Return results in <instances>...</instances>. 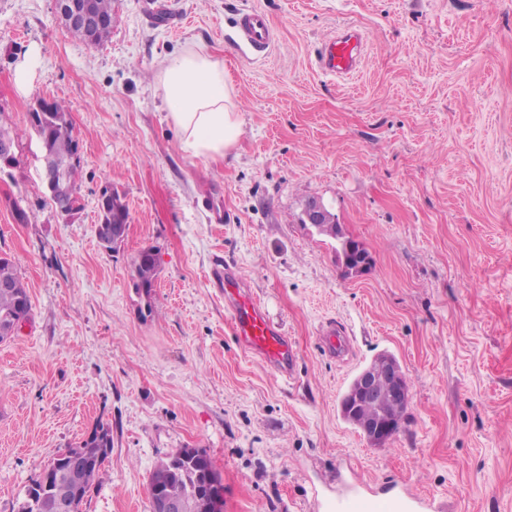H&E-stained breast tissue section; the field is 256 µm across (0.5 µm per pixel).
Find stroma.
Masks as SVG:
<instances>
[{"label": "stroma", "mask_w": 512, "mask_h": 512, "mask_svg": "<svg viewBox=\"0 0 512 512\" xmlns=\"http://www.w3.org/2000/svg\"><path fill=\"white\" fill-rule=\"evenodd\" d=\"M250 10L275 30L262 53L235 48ZM350 25L356 74L324 75L318 46ZM189 48L223 60L240 106L221 161L187 155L162 102L160 68ZM41 99L65 102L78 142L67 217L25 132ZM0 109L24 131L0 171V255L32 305L0 343V512L99 423L112 451L82 512H151L149 474L178 448L206 451L224 512H329L358 488L512 512V0H114L100 45L55 0H0ZM106 186L129 212L113 251L96 234ZM313 200L370 252L366 272L344 274L335 240L303 223ZM148 247L146 299L132 274ZM218 258L294 341L293 379L241 345ZM382 352L411 400L379 449L339 402ZM134 287L146 299L151 297L159 274L157 254L152 248L141 250L134 262Z\"/></svg>", "instance_id": "35a3bbf8"}]
</instances>
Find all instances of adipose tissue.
Instances as JSON below:
<instances>
[{"label": "adipose tissue", "mask_w": 512, "mask_h": 512, "mask_svg": "<svg viewBox=\"0 0 512 512\" xmlns=\"http://www.w3.org/2000/svg\"><path fill=\"white\" fill-rule=\"evenodd\" d=\"M159 85L182 150L196 158L226 157L240 138L242 121L223 60L185 50L164 63Z\"/></svg>", "instance_id": "obj_1"}]
</instances>
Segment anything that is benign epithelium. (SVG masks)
Listing matches in <instances>:
<instances>
[{
    "instance_id": "7a95c632",
    "label": "benign epithelium",
    "mask_w": 512,
    "mask_h": 512,
    "mask_svg": "<svg viewBox=\"0 0 512 512\" xmlns=\"http://www.w3.org/2000/svg\"><path fill=\"white\" fill-rule=\"evenodd\" d=\"M58 18L66 25L93 28L101 23L90 5L78 0H56ZM17 156L12 139L0 138V162L11 167ZM410 402V385L398 359L391 353L375 357L352 379L340 399L342 417L354 425L373 447L388 445L398 433L402 418L398 414H360L362 405L389 404L397 409L407 408ZM154 512H183L182 503L157 488L154 490ZM207 512H224V484L217 476L209 478L206 494Z\"/></svg>"
}]
</instances>
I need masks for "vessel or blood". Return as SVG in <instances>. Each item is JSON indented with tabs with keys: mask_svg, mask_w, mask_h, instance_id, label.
Returning <instances> with one entry per match:
<instances>
[{
	"mask_svg": "<svg viewBox=\"0 0 512 512\" xmlns=\"http://www.w3.org/2000/svg\"><path fill=\"white\" fill-rule=\"evenodd\" d=\"M273 32L267 16L258 10L243 13L238 22V45L250 52L265 51L271 44ZM363 51V36L347 27L323 42L317 57L319 67L331 74H348L356 70ZM213 276L223 277L224 297L233 328L244 347L262 358L282 377L294 372L296 351L281 328L272 323L253 294L240 288L232 274L215 262ZM418 500L388 494H354L337 500L333 512H415Z\"/></svg>",
	"mask_w": 512,
	"mask_h": 512,
	"instance_id": "b4317fda",
	"label": "vessel or blood"
}]
</instances>
